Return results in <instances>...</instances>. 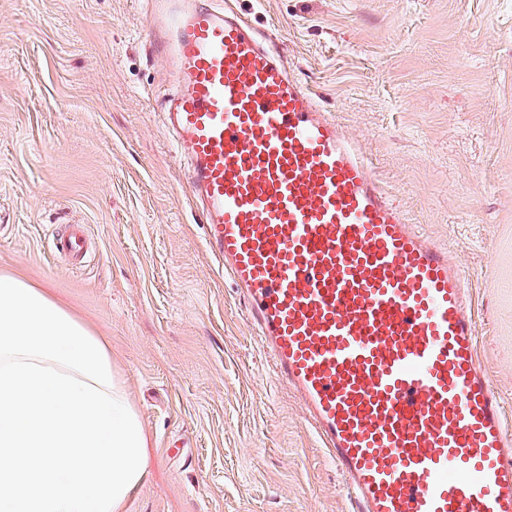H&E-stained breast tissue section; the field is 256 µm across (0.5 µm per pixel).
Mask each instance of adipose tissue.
Wrapping results in <instances>:
<instances>
[{"instance_id": "ef3b65f1", "label": "adipose tissue", "mask_w": 512, "mask_h": 512, "mask_svg": "<svg viewBox=\"0 0 512 512\" xmlns=\"http://www.w3.org/2000/svg\"><path fill=\"white\" fill-rule=\"evenodd\" d=\"M150 468L104 340L0 273V512H125Z\"/></svg>"}]
</instances>
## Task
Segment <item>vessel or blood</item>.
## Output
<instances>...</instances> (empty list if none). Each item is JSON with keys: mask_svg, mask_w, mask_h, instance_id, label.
Returning <instances> with one entry per match:
<instances>
[{"mask_svg": "<svg viewBox=\"0 0 512 512\" xmlns=\"http://www.w3.org/2000/svg\"><path fill=\"white\" fill-rule=\"evenodd\" d=\"M157 2L208 244L355 512H512V429L447 252L254 28Z\"/></svg>", "mask_w": 512, "mask_h": 512, "instance_id": "1", "label": "vessel or blood"}]
</instances>
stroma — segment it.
I'll use <instances>...</instances> for the list:
<instances>
[{
	"label": "stroma",
	"instance_id": "obj_1",
	"mask_svg": "<svg viewBox=\"0 0 512 512\" xmlns=\"http://www.w3.org/2000/svg\"><path fill=\"white\" fill-rule=\"evenodd\" d=\"M257 26L467 276L512 418V0H202ZM154 0H0V272L104 336L152 448L126 512H352L205 238ZM79 225L87 251L57 254Z\"/></svg>",
	"mask_w": 512,
	"mask_h": 512
}]
</instances>
